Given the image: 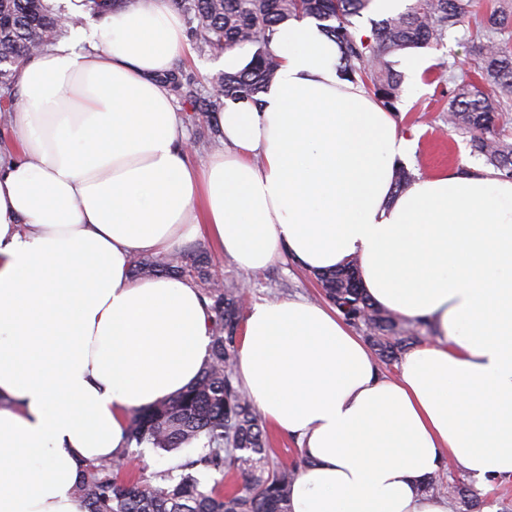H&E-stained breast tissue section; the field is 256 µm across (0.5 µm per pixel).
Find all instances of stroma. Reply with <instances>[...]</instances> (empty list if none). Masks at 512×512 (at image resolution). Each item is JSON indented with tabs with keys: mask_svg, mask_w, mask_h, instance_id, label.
Returning a JSON list of instances; mask_svg holds the SVG:
<instances>
[{
	"mask_svg": "<svg viewBox=\"0 0 512 512\" xmlns=\"http://www.w3.org/2000/svg\"><path fill=\"white\" fill-rule=\"evenodd\" d=\"M421 56L430 61L428 72L415 76L407 69L406 56L395 59V68L404 75V93L397 104L395 118L402 135L412 142L404 167L412 176H434L465 167L485 171L483 158L472 155L465 135L449 131L445 121L448 106V84L438 75L448 64L454 63L471 69L474 55L463 34L444 39L442 44L424 48ZM201 253L210 254L212 272L227 283L241 287L245 307H252L263 300L301 297L316 303L322 302L320 288L312 273L290 259L276 261L259 274L238 269L230 260L213 254L206 238L188 243L181 251L185 262H193ZM448 482H462L483 502L482 512H512V477L485 485L458 468L447 467Z\"/></svg>",
	"mask_w": 512,
	"mask_h": 512,
	"instance_id": "35a3bbf8",
	"label": "stroma"
}]
</instances>
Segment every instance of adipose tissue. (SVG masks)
<instances>
[{
  "instance_id": "obj_1",
  "label": "adipose tissue",
  "mask_w": 512,
  "mask_h": 512,
  "mask_svg": "<svg viewBox=\"0 0 512 512\" xmlns=\"http://www.w3.org/2000/svg\"><path fill=\"white\" fill-rule=\"evenodd\" d=\"M184 28L127 0L16 75L17 149L0 151V512H84L83 465L119 455L128 412L188 389L204 301L135 258L198 234L238 268L356 260L372 300L427 321L396 377L334 308L255 303L240 381L310 465L292 512H451L424 478L453 462L512 477V180L457 172L395 193L411 143L310 18L279 26L258 104L216 113L203 164L158 81Z\"/></svg>"
}]
</instances>
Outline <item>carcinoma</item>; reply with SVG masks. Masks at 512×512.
I'll return each instance as SVG.
<instances>
[{
    "instance_id": "cac0c4a2",
    "label": "carcinoma",
    "mask_w": 512,
    "mask_h": 512,
    "mask_svg": "<svg viewBox=\"0 0 512 512\" xmlns=\"http://www.w3.org/2000/svg\"><path fill=\"white\" fill-rule=\"evenodd\" d=\"M83 11L102 16L122 0H79ZM372 0H175L188 18L191 42L200 52L254 48L241 69L211 80L204 93L199 82L174 69L162 82L190 113L209 118L224 101L258 103L274 80L278 63L271 50L277 27L296 17L319 22L339 48L341 70L388 110L396 111L403 94L402 75L393 57L412 49L439 45L464 28L476 39L473 52L480 80L448 66V127L470 136L471 153L485 159L494 175L512 178V135L506 126L512 112V0H496L488 12L474 0H409L404 9L372 21L370 38H357L352 18ZM79 15L54 10L50 0H0V121L13 110L18 70L68 31ZM137 276L183 275L182 257L164 256L135 265ZM325 297L350 325L362 329L388 363L407 345L420 341L423 320L403 321L371 301L360 282L357 262L317 275ZM211 334V351L196 382L161 403L134 410L127 447L116 459L82 468L74 494L86 512H291L295 481L309 466L300 456L291 465L270 467L264 421L232 372L238 360L239 324L244 305L233 287L203 290ZM191 440L205 449L176 468L141 479L123 471L129 446L146 444L171 451ZM212 477L208 486L194 475ZM227 477L241 479L224 486Z\"/></svg>"
}]
</instances>
